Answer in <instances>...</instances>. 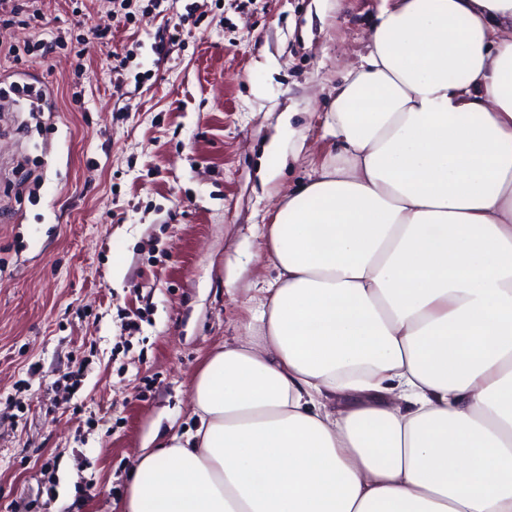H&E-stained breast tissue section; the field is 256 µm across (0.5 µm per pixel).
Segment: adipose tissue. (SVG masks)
<instances>
[{
  "mask_svg": "<svg viewBox=\"0 0 512 512\" xmlns=\"http://www.w3.org/2000/svg\"><path fill=\"white\" fill-rule=\"evenodd\" d=\"M326 125L125 512H512V0H388Z\"/></svg>",
  "mask_w": 512,
  "mask_h": 512,
  "instance_id": "obj_1",
  "label": "adipose tissue"
}]
</instances>
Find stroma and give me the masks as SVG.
Instances as JSON below:
<instances>
[{"instance_id":"obj_1","label":"stroma","mask_w":512,"mask_h":512,"mask_svg":"<svg viewBox=\"0 0 512 512\" xmlns=\"http://www.w3.org/2000/svg\"><path fill=\"white\" fill-rule=\"evenodd\" d=\"M39 5L0 45L112 39L81 61L0 57V83L55 103L42 124L0 105V512H122L140 449L193 426L194 377L274 281L264 226L335 153L330 92L381 0H135L129 21L110 0ZM274 137L286 164L266 182ZM10 94H14L16 96H27L30 98H34L35 100L44 101V106L47 109V112H53L54 105L47 98V93L45 90L37 89L35 86H32L26 82H18L14 81L9 84L8 90L4 88H0V98L2 100L10 99Z\"/></svg>"}]
</instances>
